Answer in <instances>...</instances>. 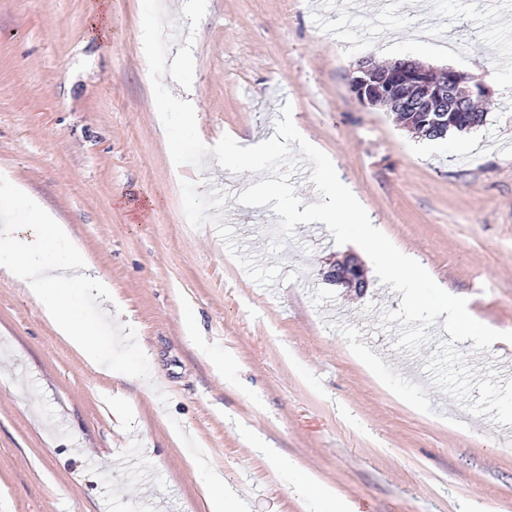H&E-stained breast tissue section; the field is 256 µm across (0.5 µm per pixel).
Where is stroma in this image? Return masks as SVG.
I'll return each mask as SVG.
<instances>
[{
    "instance_id": "1",
    "label": "stroma",
    "mask_w": 512,
    "mask_h": 512,
    "mask_svg": "<svg viewBox=\"0 0 512 512\" xmlns=\"http://www.w3.org/2000/svg\"><path fill=\"white\" fill-rule=\"evenodd\" d=\"M103 0H0V189L37 199L112 285L93 311L106 373L86 364L26 288L0 273V512H207L188 461L202 454L239 512H306L296 470L330 487L323 512H512V426L471 415L436 389L419 355L395 351L380 284L357 245L299 224L278 254L279 217L228 191L239 254L280 264L253 282L212 227L193 228L160 121L142 41V0H104L112 36H92ZM382 19L339 0H207L193 46L202 141L271 137L283 107L336 164L372 224L414 254L473 317L512 331V0H434L454 41L420 37L407 0ZM451 67L490 88L482 126L415 137L388 107L362 103V60ZM237 253V254H238ZM353 258L362 289L325 275ZM199 316L189 326L188 312ZM467 362L512 378V343ZM294 469L279 466V459Z\"/></svg>"
}]
</instances>
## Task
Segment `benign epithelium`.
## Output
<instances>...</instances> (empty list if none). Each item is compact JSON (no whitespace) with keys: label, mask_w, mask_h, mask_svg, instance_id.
I'll return each instance as SVG.
<instances>
[{"label":"benign epithelium","mask_w":512,"mask_h":512,"mask_svg":"<svg viewBox=\"0 0 512 512\" xmlns=\"http://www.w3.org/2000/svg\"><path fill=\"white\" fill-rule=\"evenodd\" d=\"M353 90L361 102L368 104H393L402 95L413 93L417 111L440 113L432 127L425 129L427 134H440L448 129V117L438 102L448 98L469 102L490 95L479 78L466 77L448 68L436 70L422 63L400 67L396 64L371 66L363 62L353 81ZM326 278L341 285L361 287L364 284L361 266L355 261L329 271Z\"/></svg>","instance_id":"obj_1"}]
</instances>
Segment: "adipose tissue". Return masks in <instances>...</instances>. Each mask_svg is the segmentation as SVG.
<instances>
[{
	"label": "adipose tissue",
	"instance_id": "adipose-tissue-1",
	"mask_svg": "<svg viewBox=\"0 0 512 512\" xmlns=\"http://www.w3.org/2000/svg\"><path fill=\"white\" fill-rule=\"evenodd\" d=\"M27 236L15 244L10 227H0V270L23 282L58 335L89 364L101 362L95 330L76 314V296L110 299L108 282L94 273L79 248L70 242L66 225L35 203H27Z\"/></svg>",
	"mask_w": 512,
	"mask_h": 512
}]
</instances>
